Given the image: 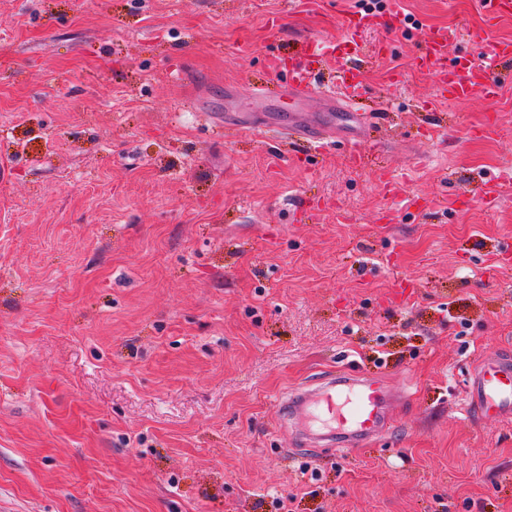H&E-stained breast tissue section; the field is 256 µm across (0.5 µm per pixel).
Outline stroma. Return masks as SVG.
Segmentation results:
<instances>
[{
	"label": "stroma",
	"instance_id": "obj_1",
	"mask_svg": "<svg viewBox=\"0 0 512 512\" xmlns=\"http://www.w3.org/2000/svg\"><path fill=\"white\" fill-rule=\"evenodd\" d=\"M359 9L0 0V512H512V421L460 411L512 352V83L444 101L416 64L436 32L450 65L512 41V13L386 0L372 121L288 107L274 57ZM288 124L362 132V165ZM345 365L399 392L395 422L307 446L276 400Z\"/></svg>",
	"mask_w": 512,
	"mask_h": 512
}]
</instances>
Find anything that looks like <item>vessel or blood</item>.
Wrapping results in <instances>:
<instances>
[{
  "label": "vessel or blood",
  "mask_w": 512,
  "mask_h": 512,
  "mask_svg": "<svg viewBox=\"0 0 512 512\" xmlns=\"http://www.w3.org/2000/svg\"><path fill=\"white\" fill-rule=\"evenodd\" d=\"M373 24V14L356 13L348 18L343 37L305 41L301 53L310 63L289 73V99L299 104L318 94L327 106L347 113L349 120L362 122L361 113L349 111L348 104L357 97L361 85L362 72L356 63L361 52L358 36ZM453 39V34L447 32L431 34L419 55L422 66L437 69L439 97L468 100L478 92L485 100H492L500 87L502 65L512 59V42L484 40L478 68H471L468 60L462 59L447 69L440 62ZM338 57L349 58V65L337 70L335 84L321 86L314 75L315 63ZM398 398V392L382 380L347 371L329 376L315 388H301L280 397L278 403L283 415L296 421L309 441L327 442L346 454L389 430ZM463 411L477 419H512V360L492 352L477 360L469 377Z\"/></svg>",
  "instance_id": "b4317fda"
}]
</instances>
